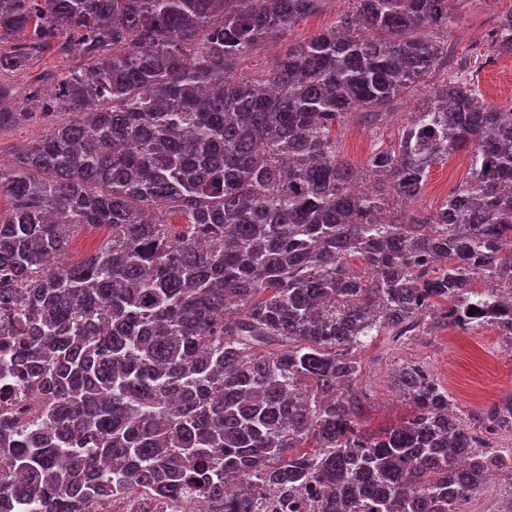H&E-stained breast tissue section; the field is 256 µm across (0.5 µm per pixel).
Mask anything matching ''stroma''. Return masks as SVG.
Wrapping results in <instances>:
<instances>
[{
	"label": "stroma",
	"instance_id": "obj_1",
	"mask_svg": "<svg viewBox=\"0 0 512 512\" xmlns=\"http://www.w3.org/2000/svg\"><path fill=\"white\" fill-rule=\"evenodd\" d=\"M356 7V0H326L322 10L294 25L291 37L301 40L332 29ZM509 13L512 0H464L447 30L433 34L447 46L449 58L471 61L479 91L490 103L496 92L512 89V55L495 52L488 40L494 18ZM76 64V59L46 52L34 55L22 70L0 73V82L11 88L14 98L4 106L14 117L0 125V159L13 160L52 125L65 120V113L45 112L42 103L65 70ZM446 77L443 70L433 73L420 88L401 97L388 120L378 125H366L354 115L345 118L335 128L339 158L355 171H364L369 156L395 144L428 93ZM469 177L467 165L454 160L435 164L418 198L407 201L388 196L386 215L397 219L410 212L438 209ZM506 344V338L492 325L470 331H424L399 342L383 334L376 336L357 351L362 387L369 396L363 428L379 432L410 415L411 405L395 386L397 370L408 363L427 367L463 415L512 394V359L501 354Z\"/></svg>",
	"mask_w": 512,
	"mask_h": 512
}]
</instances>
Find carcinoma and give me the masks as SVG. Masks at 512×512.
Wrapping results in <instances>:
<instances>
[{"label":"carcinoma","instance_id":"1","mask_svg":"<svg viewBox=\"0 0 512 512\" xmlns=\"http://www.w3.org/2000/svg\"><path fill=\"white\" fill-rule=\"evenodd\" d=\"M324 2L0 0V40H24L0 71L30 48L85 60L43 103L73 118L0 166V333L46 400L31 437L0 416V495L27 512L131 495L254 512L274 490L300 508L305 489L306 512H463L512 475V451L480 437L512 432V396L464 419L409 363L396 382L413 413L370 434L355 356L420 328L512 341V111L466 63L369 157L379 189L352 190L334 127L380 122L448 61L420 32L457 0H358L289 40ZM492 38L512 55V13ZM269 39L286 45L274 66L237 76ZM457 153L470 180L437 211L384 219L387 194L419 196ZM357 5L354 0H327L322 10L303 18L294 25L291 32L292 39L310 38L320 31L334 28L341 17L353 14ZM107 234L106 228L97 227L78 233L72 242L68 260H78L85 254L95 250Z\"/></svg>","mask_w":512,"mask_h":512}]
</instances>
